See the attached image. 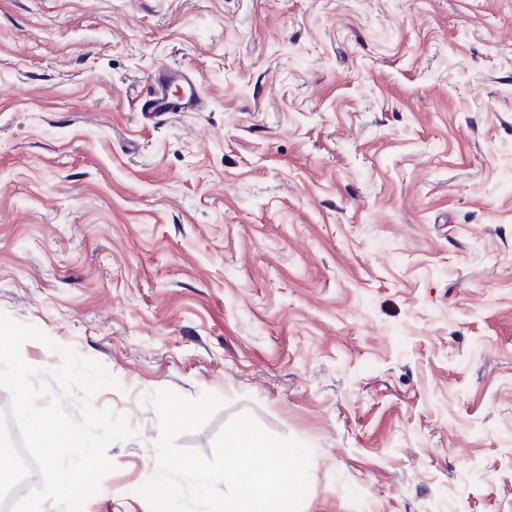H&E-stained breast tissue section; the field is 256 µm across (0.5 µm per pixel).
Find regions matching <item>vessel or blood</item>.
Segmentation results:
<instances>
[{"instance_id":"obj_1","label":"vessel or blood","mask_w":512,"mask_h":512,"mask_svg":"<svg viewBox=\"0 0 512 512\" xmlns=\"http://www.w3.org/2000/svg\"><path fill=\"white\" fill-rule=\"evenodd\" d=\"M152 86L153 93L142 110L156 120H167L179 112H200L206 106L194 76L187 72L161 67L152 80Z\"/></svg>"}]
</instances>
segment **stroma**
I'll return each instance as SVG.
<instances>
[{
    "instance_id": "1",
    "label": "stroma",
    "mask_w": 512,
    "mask_h": 512,
    "mask_svg": "<svg viewBox=\"0 0 512 512\" xmlns=\"http://www.w3.org/2000/svg\"><path fill=\"white\" fill-rule=\"evenodd\" d=\"M203 112L143 119L161 66ZM0 313L313 451L300 512H512V0H0Z\"/></svg>"
}]
</instances>
